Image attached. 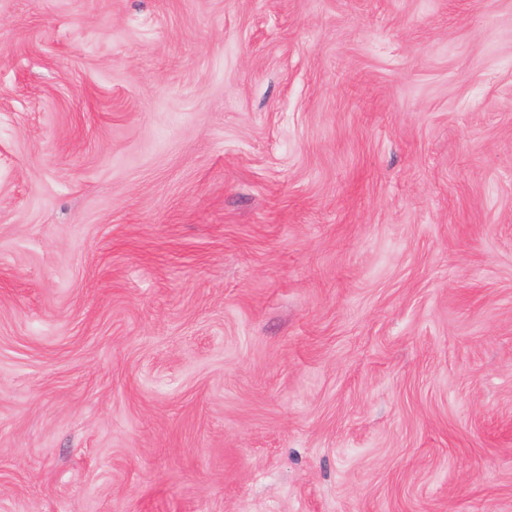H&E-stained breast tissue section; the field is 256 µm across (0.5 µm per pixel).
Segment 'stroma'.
Here are the masks:
<instances>
[{
    "label": "stroma",
    "instance_id": "35a3bbf8",
    "mask_svg": "<svg viewBox=\"0 0 512 512\" xmlns=\"http://www.w3.org/2000/svg\"><path fill=\"white\" fill-rule=\"evenodd\" d=\"M0 512H512V0H0Z\"/></svg>",
    "mask_w": 512,
    "mask_h": 512
}]
</instances>
